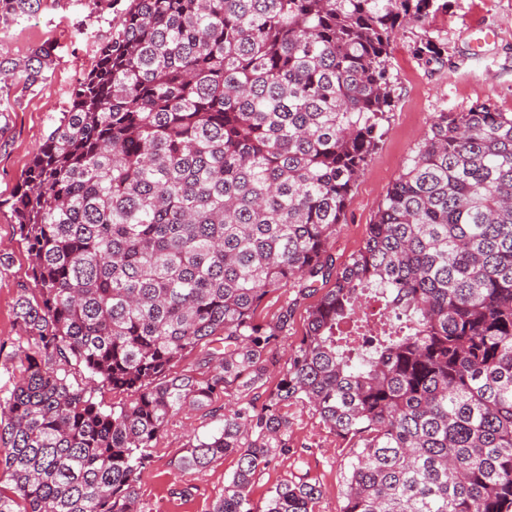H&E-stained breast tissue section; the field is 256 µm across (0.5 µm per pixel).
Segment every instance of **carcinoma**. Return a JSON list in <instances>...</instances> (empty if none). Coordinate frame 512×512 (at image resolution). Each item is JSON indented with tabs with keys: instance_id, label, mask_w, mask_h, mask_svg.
<instances>
[{
	"instance_id": "obj_1",
	"label": "carcinoma",
	"mask_w": 512,
	"mask_h": 512,
	"mask_svg": "<svg viewBox=\"0 0 512 512\" xmlns=\"http://www.w3.org/2000/svg\"><path fill=\"white\" fill-rule=\"evenodd\" d=\"M429 3L129 0L10 201L34 287L0 512H139L171 419L223 392V425L176 463L237 457L212 512H315L306 473L251 498L297 404L350 443L341 512H512V113H438L363 246L340 268L328 249L384 134L392 35ZM39 4L0 0V23ZM52 62L41 46L0 75L34 86ZM196 350L199 377L178 370ZM84 373L124 399L104 409ZM294 294L288 286L269 294L260 305L257 315L261 320L272 321L276 319L281 307L289 300L293 299ZM322 293L323 291H320L314 296L302 300L295 307L294 313L288 325V336L281 341L274 355V365L270 366V374L266 384L268 388H273L277 383L279 379L278 371L281 367L284 366L291 348L299 342L305 333L308 309L310 306L316 303Z\"/></svg>"
}]
</instances>
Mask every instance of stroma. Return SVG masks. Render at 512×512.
I'll return each mask as SVG.
<instances>
[{
    "instance_id": "stroma-1",
    "label": "stroma",
    "mask_w": 512,
    "mask_h": 512,
    "mask_svg": "<svg viewBox=\"0 0 512 512\" xmlns=\"http://www.w3.org/2000/svg\"><path fill=\"white\" fill-rule=\"evenodd\" d=\"M111 18L100 0H41L32 18L0 27V58L18 59L42 44L55 58L42 83L28 88L10 82L9 109L0 112V398L7 396L20 368L14 305L22 289L33 285L27 247L16 234L7 201L55 118L68 109L73 87L93 68L96 45L108 36ZM428 40L441 48L439 59L419 54ZM389 67L393 105L387 132L358 177L329 243L340 265L362 246L388 189L437 113L465 112L482 103L512 113V0H433L426 17L405 22L395 32ZM288 418L291 451L256 478L253 500L306 472L321 487L316 512H340L349 447L304 406L289 408ZM220 425L205 410L173 418L139 483L141 512H212L236 468L235 457L219 459L199 475L181 473L175 462L191 437Z\"/></svg>"
}]
</instances>
